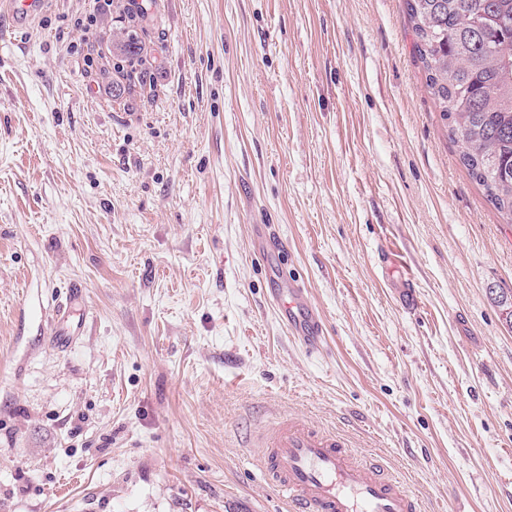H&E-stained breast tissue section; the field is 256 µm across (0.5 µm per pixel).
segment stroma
<instances>
[{"mask_svg":"<svg viewBox=\"0 0 512 512\" xmlns=\"http://www.w3.org/2000/svg\"><path fill=\"white\" fill-rule=\"evenodd\" d=\"M87 9L0 16V512H292L255 465L289 417L425 512H512V224L403 0H153L119 95ZM280 299L288 308L292 337L311 351L318 349L323 335L322 317L311 303L304 285L288 279L281 289Z\"/></svg>","mask_w":512,"mask_h":512,"instance_id":"obj_1","label":"stroma"}]
</instances>
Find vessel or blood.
<instances>
[{"instance_id":"b4317fda","label":"vessel or blood","mask_w":512,"mask_h":512,"mask_svg":"<svg viewBox=\"0 0 512 512\" xmlns=\"http://www.w3.org/2000/svg\"><path fill=\"white\" fill-rule=\"evenodd\" d=\"M45 0H0V13L29 22ZM295 340L318 349L322 317L303 284L288 280L280 292ZM265 475L296 504L298 512H421L418 497L382 467L357 457L332 431L289 418L262 440Z\"/></svg>"}]
</instances>
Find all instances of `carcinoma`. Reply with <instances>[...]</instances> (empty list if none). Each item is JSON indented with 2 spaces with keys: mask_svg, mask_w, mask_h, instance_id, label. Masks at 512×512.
<instances>
[{
  "mask_svg": "<svg viewBox=\"0 0 512 512\" xmlns=\"http://www.w3.org/2000/svg\"><path fill=\"white\" fill-rule=\"evenodd\" d=\"M426 86L469 176L512 224V0H403ZM112 45L140 86L148 7L116 0Z\"/></svg>",
  "mask_w": 512,
  "mask_h": 512,
  "instance_id": "carcinoma-1",
  "label": "carcinoma"
}]
</instances>
